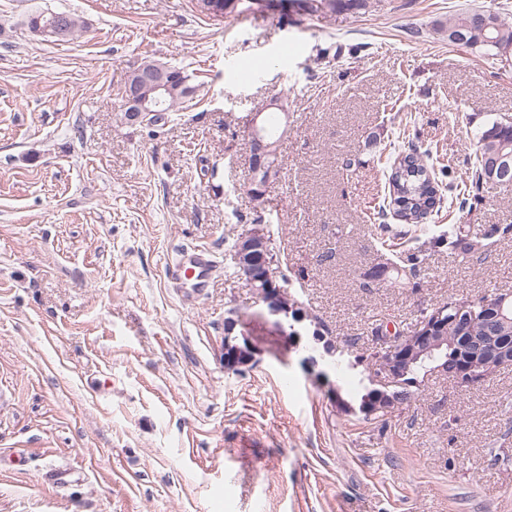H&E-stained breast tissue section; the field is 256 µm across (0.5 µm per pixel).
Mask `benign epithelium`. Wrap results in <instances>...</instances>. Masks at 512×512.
<instances>
[{"label": "benign epithelium", "mask_w": 512, "mask_h": 512, "mask_svg": "<svg viewBox=\"0 0 512 512\" xmlns=\"http://www.w3.org/2000/svg\"><path fill=\"white\" fill-rule=\"evenodd\" d=\"M75 25V19L64 16L53 24H41V18L33 17L32 33L60 39L67 36ZM185 81L171 74L170 65L155 63L148 68H134L130 71L122 97L124 99V116L130 124H143L147 118L159 111L167 98L185 97ZM250 136V156L248 159V185L251 197L260 201L264 198L266 188L278 174V165L272 161L277 156V142L273 141L263 126H253ZM233 259L246 271L247 285L253 288L268 314L278 317H294L301 323L308 319L298 303L282 304L283 285L280 284V271L277 258L271 250V241L263 225L256 224L240 234ZM493 318L499 326L505 328L512 324V294L503 293L502 298L492 302ZM444 325L432 319H426L417 325L418 336L408 339L403 333H383L379 345L373 353L372 365L377 376L384 377L388 387L404 376L401 364L413 358L427 356L431 359L442 354L448 337L441 335ZM509 338L496 331L480 339L474 353L457 364L453 371V381L460 388L477 386L503 369L512 367V351L507 348ZM224 368L238 371L254 361L255 352L252 345L242 347L226 339L223 346ZM401 409L394 399L385 394H374L366 399L364 412L384 410L390 414Z\"/></svg>", "instance_id": "obj_1"}]
</instances>
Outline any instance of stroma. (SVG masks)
I'll return each instance as SVG.
<instances>
[{"label": "stroma", "instance_id": "obj_1", "mask_svg": "<svg viewBox=\"0 0 512 512\" xmlns=\"http://www.w3.org/2000/svg\"><path fill=\"white\" fill-rule=\"evenodd\" d=\"M368 2L302 18L240 0L215 21L196 0H0V512H512V459L495 456L512 448V368L471 389L425 375L372 423L331 394L372 387L374 320L400 330L432 304L512 291V235L489 233L512 224V193L432 220L482 248L426 246L419 289L370 277L389 257L380 225L407 248L429 235L372 211L399 123L461 174L490 116L512 117V70L435 23L488 5L512 22V0ZM46 8L83 29L44 41L27 18ZM146 56L195 92L168 122L129 125L122 90ZM257 116L286 130L261 205L245 187ZM254 224L353 369L329 368L309 323L287 340L235 274ZM185 251L210 256L204 287L172 280ZM232 309L255 347L238 371ZM246 341L247 348L244 344L240 346L238 343L231 342V336L226 339L223 346L224 368L226 370L238 371L241 367H245L254 361L255 352L246 336L242 337ZM233 346V347H232Z\"/></svg>", "mask_w": 512, "mask_h": 512}]
</instances>
